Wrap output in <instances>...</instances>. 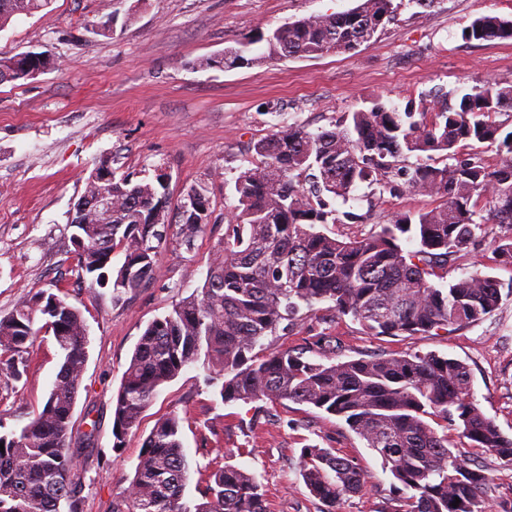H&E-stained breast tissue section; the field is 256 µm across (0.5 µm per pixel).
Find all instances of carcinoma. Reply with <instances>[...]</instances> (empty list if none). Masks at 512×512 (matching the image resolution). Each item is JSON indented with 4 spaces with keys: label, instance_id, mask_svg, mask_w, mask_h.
<instances>
[{
    "label": "carcinoma",
    "instance_id": "carcinoma-1",
    "mask_svg": "<svg viewBox=\"0 0 512 512\" xmlns=\"http://www.w3.org/2000/svg\"><path fill=\"white\" fill-rule=\"evenodd\" d=\"M50 0H0V29L16 14ZM394 0H362L336 14L288 21L268 33L227 48L220 63L247 61L250 46L266 42L280 58L344 54L374 42L395 17ZM469 41L512 39V19L482 16L467 26ZM56 66L46 52L33 68ZM31 68V69H33ZM17 58L0 59V82L31 78ZM512 108V83L487 82L448 103L434 90L419 111L375 102L313 132L294 122L251 145L252 161L235 181L237 205L224 241L216 248L203 286L141 334L112 398L113 449L124 446L161 386L200 358L221 381L225 404L290 401L342 418L411 492L396 512H487V477L477 463L454 452L448 431L459 430L470 447L512 463V437L505 436L472 396V377L461 360L426 354L314 360L264 339L283 322L296 325L305 307L329 301L336 318L346 316L374 336L449 333L481 322L501 299V283L474 273L437 285L448 267L471 258L475 217L486 211L497 224L512 225V132L502 134L496 117ZM496 147V158L453 159L474 144ZM427 162L410 167L411 155ZM395 196L408 187L433 199L416 212L396 214L367 234L339 238L325 232L340 220L331 202L353 198L361 185ZM112 197V220L98 212L73 225L82 249L77 267L111 284L119 297L152 279L169 208L167 184L136 182L112 173V181L86 182L85 195ZM210 199L192 186L178 205L185 243L208 224ZM414 233L417 248L402 238ZM124 254L117 274L112 256ZM51 334L61 365L41 409L19 431L0 434V512H81V481L73 445V414L87 360L88 332L81 311L54 293L42 292L0 317V374L13 376L37 330ZM182 419L160 418L145 438L128 486L112 512H267L257 476L232 465L219 467L200 488L201 501L185 500L190 463ZM300 469L310 494L336 512L345 496L365 489L354 457L334 448L301 449ZM458 506H453L455 500Z\"/></svg>",
    "mask_w": 512,
    "mask_h": 512
}]
</instances>
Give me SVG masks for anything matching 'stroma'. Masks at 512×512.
<instances>
[{
    "label": "stroma",
    "mask_w": 512,
    "mask_h": 512,
    "mask_svg": "<svg viewBox=\"0 0 512 512\" xmlns=\"http://www.w3.org/2000/svg\"><path fill=\"white\" fill-rule=\"evenodd\" d=\"M360 0H51L31 14L13 16L0 29V58L49 52L54 70L25 81L0 83V316L40 291L79 308L89 334L88 359L74 409L82 512H112L134 474L141 446L156 420L174 412L191 474L187 501L200 497L202 478L230 464L256 474L270 512H321L306 489L299 453L308 444L355 457L363 492L343 498L336 512H397L402 501L381 458L337 417L289 401L270 405L223 403L205 361L164 384L132 430L114 449L112 397L145 327L200 288L213 250L224 238L237 203L234 183L249 167L250 144L278 123L329 126L373 100L420 107L434 89L449 99L484 83L512 81V39H463L476 18H512V0H436L422 8L399 0L394 19L374 43L318 57L260 60L232 69H203L205 58L286 21L350 10ZM112 34L94 26L107 15ZM121 173L154 180L169 176L170 226L158 249L153 279L135 294L114 297L91 289L71 258V210L95 161ZM192 186L211 200L208 224L191 244L179 235L177 206ZM430 197H394L360 186L338 212L355 219L333 224L330 235L368 233L397 212L429 206ZM478 247L449 280L474 271L498 278L501 301L480 323L445 335L371 336L351 317H336L328 302L292 332L267 342L307 350L319 336L340 340L328 356L428 353L459 359L472 374L473 397L500 431L512 436V265L492 250L512 226L479 219ZM60 367L51 335L41 332L15 378L0 379V434L19 430L39 412ZM456 452L477 457L488 478L489 512H512V464L474 453L452 433Z\"/></svg>",
    "instance_id": "35a3bbf8"
}]
</instances>
